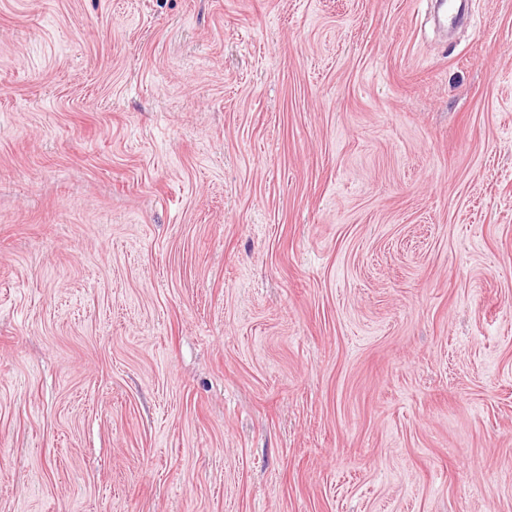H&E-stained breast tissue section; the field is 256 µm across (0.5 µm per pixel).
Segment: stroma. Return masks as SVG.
Segmentation results:
<instances>
[{"label": "stroma", "instance_id": "obj_1", "mask_svg": "<svg viewBox=\"0 0 512 512\" xmlns=\"http://www.w3.org/2000/svg\"><path fill=\"white\" fill-rule=\"evenodd\" d=\"M0 0V512H512V0ZM436 2L444 6L440 22L446 27H453L461 23L469 4L467 0H448V2L446 0H438Z\"/></svg>", "mask_w": 512, "mask_h": 512}]
</instances>
